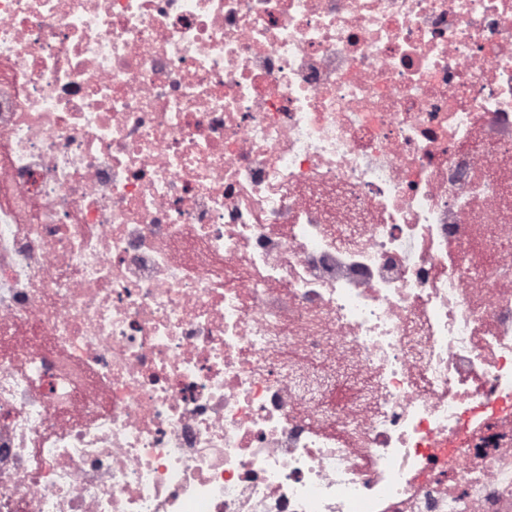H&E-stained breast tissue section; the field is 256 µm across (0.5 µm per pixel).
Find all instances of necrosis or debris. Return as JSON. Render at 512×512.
Returning a JSON list of instances; mask_svg holds the SVG:
<instances>
[{
  "label": "necrosis or debris",
  "mask_w": 512,
  "mask_h": 512,
  "mask_svg": "<svg viewBox=\"0 0 512 512\" xmlns=\"http://www.w3.org/2000/svg\"><path fill=\"white\" fill-rule=\"evenodd\" d=\"M508 407L512 0H0V512H512Z\"/></svg>",
  "instance_id": "4bbe7bcc"
}]
</instances>
